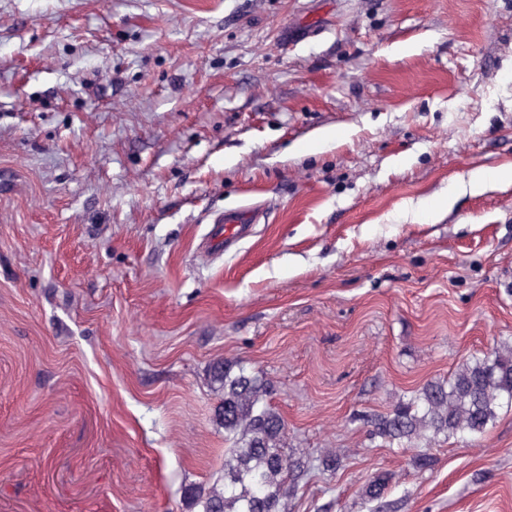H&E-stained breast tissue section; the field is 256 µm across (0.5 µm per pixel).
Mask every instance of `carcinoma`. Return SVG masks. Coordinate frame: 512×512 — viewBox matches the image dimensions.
<instances>
[{"label":"carcinoma","instance_id":"1","mask_svg":"<svg viewBox=\"0 0 512 512\" xmlns=\"http://www.w3.org/2000/svg\"><path fill=\"white\" fill-rule=\"evenodd\" d=\"M210 384L220 393L216 421L224 427L223 474L189 491L198 512H288V496L311 471L286 448L288 426L268 403L270 379L238 361L216 360ZM512 406V346L503 344L463 361L446 379L425 383L370 420L372 434L392 444L439 436H479L503 407ZM388 479L363 487L368 502L384 497Z\"/></svg>","mask_w":512,"mask_h":512}]
</instances>
